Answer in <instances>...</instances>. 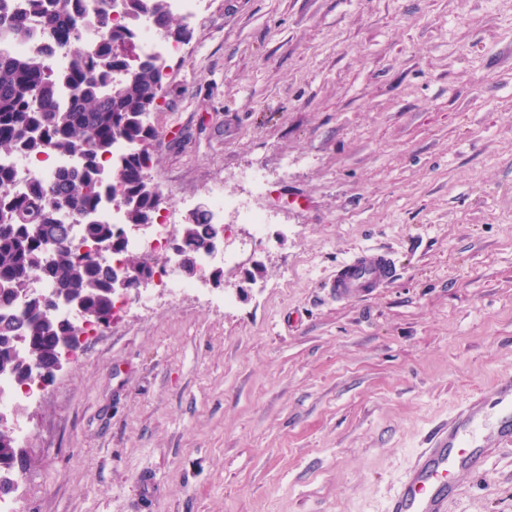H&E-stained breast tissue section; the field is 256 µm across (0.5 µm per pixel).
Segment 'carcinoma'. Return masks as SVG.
I'll use <instances>...</instances> for the list:
<instances>
[{"label": "carcinoma", "mask_w": 512, "mask_h": 512, "mask_svg": "<svg viewBox=\"0 0 512 512\" xmlns=\"http://www.w3.org/2000/svg\"><path fill=\"white\" fill-rule=\"evenodd\" d=\"M29 0V11L14 12L0 0V38L26 41L36 33L65 51L57 73L40 56L0 55V155L51 151L75 155L81 165L60 170L50 181L32 180L10 194L13 173L0 168V375L20 385L34 377L29 364L50 369L82 327L61 322L39 300L22 308L17 300L38 276L53 285L59 300L76 298L83 319L97 324L112 314V266L78 253L71 225L82 227L83 244L116 250L115 227L95 218L109 200L119 199L129 224H152L161 194L147 172L154 166L158 133L143 120L157 106L167 61L140 56L133 31L153 19L167 37L185 41L188 25L173 15L167 0ZM37 16L40 28L31 26ZM72 88V103L58 104L61 83ZM117 140L132 150L113 156ZM208 210L198 209L182 225L185 255L204 249L211 236ZM123 262L138 276H151L156 262L131 253ZM14 435L0 431V496L16 491Z\"/></svg>", "instance_id": "cac0c4a2"}]
</instances>
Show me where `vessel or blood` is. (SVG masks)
I'll list each match as a JSON object with an SVG mask.
<instances>
[{
  "label": "vessel or blood",
  "mask_w": 512,
  "mask_h": 512,
  "mask_svg": "<svg viewBox=\"0 0 512 512\" xmlns=\"http://www.w3.org/2000/svg\"><path fill=\"white\" fill-rule=\"evenodd\" d=\"M396 276L388 252L367 249L339 263L328 283L337 297L368 294ZM512 447V376L471 397L425 437L386 512H447L457 476L480 475L495 453Z\"/></svg>",
  "instance_id": "b4317fda"
}]
</instances>
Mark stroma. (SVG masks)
Listing matches in <instances>:
<instances>
[{
	"mask_svg": "<svg viewBox=\"0 0 512 512\" xmlns=\"http://www.w3.org/2000/svg\"><path fill=\"white\" fill-rule=\"evenodd\" d=\"M189 30L150 179L273 220L20 410L21 512H386L429 427L512 374V0H202ZM367 248L396 281L337 299ZM459 484L448 512H512V451Z\"/></svg>",
	"mask_w": 512,
	"mask_h": 512,
	"instance_id": "obj_1",
	"label": "stroma"
}]
</instances>
